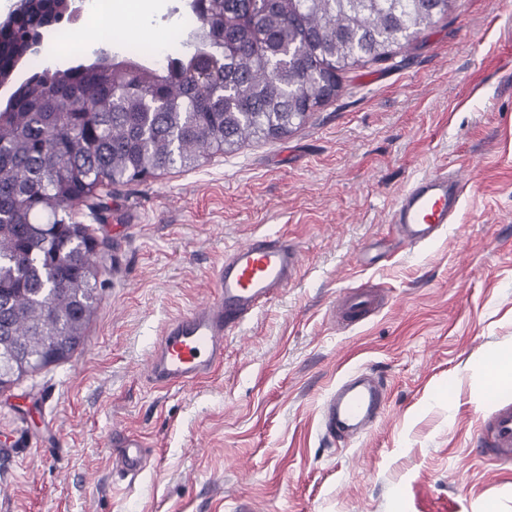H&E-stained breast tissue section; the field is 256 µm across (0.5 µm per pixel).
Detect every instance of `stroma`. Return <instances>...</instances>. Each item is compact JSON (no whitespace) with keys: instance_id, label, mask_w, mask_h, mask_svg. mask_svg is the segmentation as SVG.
Wrapping results in <instances>:
<instances>
[{"instance_id":"obj_1","label":"stroma","mask_w":512,"mask_h":512,"mask_svg":"<svg viewBox=\"0 0 512 512\" xmlns=\"http://www.w3.org/2000/svg\"><path fill=\"white\" fill-rule=\"evenodd\" d=\"M187 0H115L108 27L183 44ZM76 52L100 43L68 22ZM455 168V224L405 250L390 223L415 178ZM97 310L67 360L0 389V512H512V460L478 433L512 381V0H453L448 14L341 89L288 134L208 153L100 191ZM292 239L295 279L234 335L224 365L154 387L164 324L206 300L225 251L264 232ZM377 294L338 318L349 290ZM383 378L369 433L327 438L325 401L344 376ZM142 437L146 465L116 472L108 438Z\"/></svg>"}]
</instances>
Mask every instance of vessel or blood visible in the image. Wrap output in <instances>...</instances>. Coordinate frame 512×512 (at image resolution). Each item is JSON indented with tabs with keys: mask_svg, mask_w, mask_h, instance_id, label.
Returning a JSON list of instances; mask_svg holds the SVG:
<instances>
[{
	"mask_svg": "<svg viewBox=\"0 0 512 512\" xmlns=\"http://www.w3.org/2000/svg\"><path fill=\"white\" fill-rule=\"evenodd\" d=\"M466 184L439 171L413 181L398 197L392 212L400 242L414 249L437 239L459 212ZM301 263L299 248L274 233L251 238L226 251L214 276V294L191 311L170 319L149 357L150 379L163 386H189L224 362V338L272 301L294 277ZM372 296L350 291L342 301L344 314L356 322L372 308ZM387 398L381 378L362 386L345 377L326 402L325 429L335 438L347 430H363L385 414ZM489 451L512 459V403L499 404L488 421ZM117 448L115 464L137 474L145 466L140 437L123 431L109 439Z\"/></svg>",
	"mask_w": 512,
	"mask_h": 512,
	"instance_id": "vessel-or-blood-1",
	"label": "vessel or blood"
}]
</instances>
